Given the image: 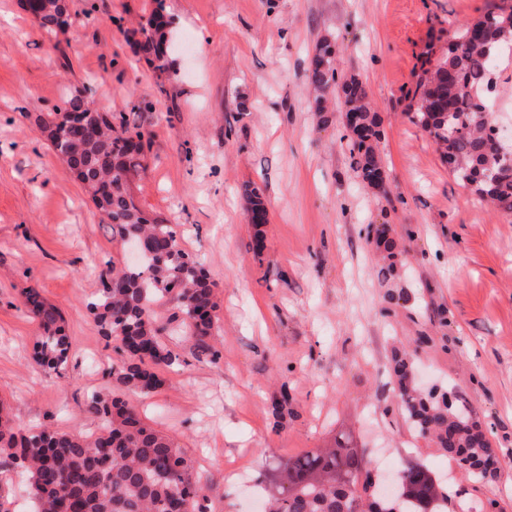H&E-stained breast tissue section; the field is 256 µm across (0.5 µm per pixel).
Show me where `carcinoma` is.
<instances>
[{"mask_svg": "<svg viewBox=\"0 0 512 512\" xmlns=\"http://www.w3.org/2000/svg\"><path fill=\"white\" fill-rule=\"evenodd\" d=\"M162 2L156 0L157 8L132 35L141 36L140 50L165 74L172 62L166 55ZM502 2L491 25L478 20L462 26L443 55L435 56L434 44L425 46L410 120L431 137L441 161L463 186L512 216V158L502 153L493 113L484 111L489 98L482 94L488 59L502 48L512 49V4ZM66 8V0H36L32 5L47 33L55 30ZM306 78L314 111H329V99L337 98L341 112L357 114L358 128L348 141L352 169L365 185L384 188L385 170L377 149L381 120L363 83L339 74L334 42L326 38L316 46ZM64 105L66 113L90 111L81 94L69 96ZM62 113L41 115L39 123L50 130L59 125ZM112 119L100 113L95 125L63 127L48 142L92 188L95 207L118 229L121 240L139 238L149 244L151 255L139 264L106 266L100 288L87 305L98 332L122 344L124 359L110 373L111 386L85 403V411L97 422L95 431L73 435L0 418V457L26 475L33 512H206L202 478L191 462L165 435L144 423L118 391L150 392L161 383L157 369L181 363L180 354L164 341L174 322L199 352L217 356L210 344L217 322L215 283L197 257L181 247L173 225L136 205L129 184L145 170L148 142L141 131H116ZM243 195L249 222L258 226L267 221L262 189L247 183ZM161 300L169 304L165 319L154 310ZM24 305L41 329L34 361L46 370H59L72 349L59 310L34 289L25 292ZM393 361L396 396L408 419L433 435L448 456L466 462L475 481H493L497 470L487 467L497 460L496 448L473 432L468 402L460 395L407 385L408 355H396ZM402 473L397 495L382 505L384 512H448V491L429 468L408 461ZM371 487L376 482L369 458L343 438L332 448L275 458L262 481L270 512H351L356 500L360 512H374L364 498Z\"/></svg>", "mask_w": 512, "mask_h": 512, "instance_id": "obj_1", "label": "carcinoma"}]
</instances>
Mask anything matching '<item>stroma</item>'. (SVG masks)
Returning a JSON list of instances; mask_svg holds the SVG:
<instances>
[{
	"label": "stroma",
	"mask_w": 512,
	"mask_h": 512,
	"mask_svg": "<svg viewBox=\"0 0 512 512\" xmlns=\"http://www.w3.org/2000/svg\"><path fill=\"white\" fill-rule=\"evenodd\" d=\"M499 2L163 0L175 71L160 85L130 39L154 0H69L73 25L52 35L23 0H0V413L93 431L85 401L122 360L87 310L100 272L126 262L121 239L36 123L79 92L140 127L150 148L131 192L216 285L218 358L172 337L181 365L159 369L152 393L123 394L203 473L209 512H257L272 455L342 435L378 476L412 459L447 476L468 512H512V217L449 173L405 96L425 44L445 50ZM326 37L381 119L384 189L353 171L339 104L310 109L306 68ZM248 182L267 202L258 228ZM381 236L398 253L388 274ZM30 289L65 319L60 371L33 359ZM410 349L416 382L465 394L490 433L491 484L406 420L391 359ZM243 195L246 197L249 205L248 216L250 224L256 226L267 224L268 212L262 189L255 183H247L243 187Z\"/></svg>",
	"instance_id": "stroma-1"
}]
</instances>
